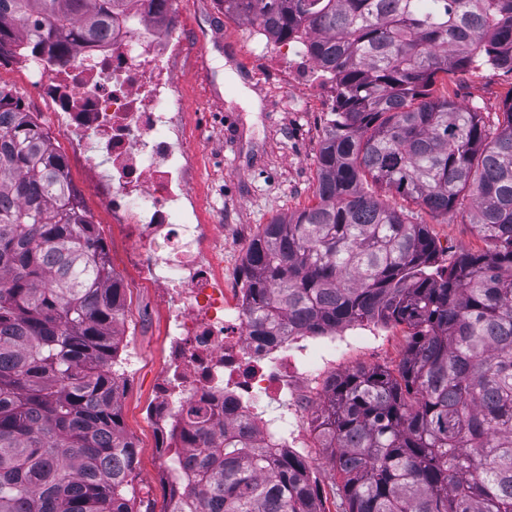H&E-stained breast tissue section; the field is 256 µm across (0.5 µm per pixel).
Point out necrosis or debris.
<instances>
[{
    "label": "necrosis or debris",
    "mask_w": 512,
    "mask_h": 512,
    "mask_svg": "<svg viewBox=\"0 0 512 512\" xmlns=\"http://www.w3.org/2000/svg\"><path fill=\"white\" fill-rule=\"evenodd\" d=\"M148 8L138 0L129 26L73 48L65 65L32 58L20 66L50 101L58 134L87 167L88 188L106 200L167 304L168 366L151 414L158 434H178L180 410L193 404L208 411L215 428L245 427L281 450L304 447L301 412L271 418L267 407L303 396L349 340L248 335L245 294L224 283V241L198 220L184 115L171 107V65L183 42Z\"/></svg>",
    "instance_id": "necrosis-or-debris-1"
}]
</instances>
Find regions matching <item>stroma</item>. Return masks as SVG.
<instances>
[{"label": "stroma", "mask_w": 512, "mask_h": 512, "mask_svg": "<svg viewBox=\"0 0 512 512\" xmlns=\"http://www.w3.org/2000/svg\"><path fill=\"white\" fill-rule=\"evenodd\" d=\"M174 23L187 49L174 62L178 75L176 97L184 108V138L195 163L192 190L201 223L212 225L224 238V280L240 284L248 246L263 225L297 215L315 203L318 155L335 89L319 80L314 94H284L295 71L279 43L257 35L253 23L227 12L224 0H173ZM0 87L20 98L24 109L47 124L50 105L33 95L24 72L8 56L0 58ZM436 94L479 106L487 121H495L506 99L512 97V76L481 67L467 72L439 74ZM258 111H249L247 96ZM73 185L97 226L113 274L123 290L124 317L120 324V354L131 353L136 363L124 374L120 409L125 434L137 446L139 498L163 507L161 485L164 453L156 429L147 416L157 390V376L167 364L166 310L162 299L133 262V244L112 222L104 199L86 189L81 164L68 165ZM388 203L412 213L426 225L447 265L460 256L492 251L493 245L473 226V209L463 204L443 217L392 194ZM375 336L354 337L333 365L313 383L318 399L303 422L314 431L320 407L327 404L331 375L358 367L395 366L407 342L406 325L376 324ZM312 479L323 495L325 512H336L331 485V454L309 439L301 451Z\"/></svg>", "instance_id": "1"}]
</instances>
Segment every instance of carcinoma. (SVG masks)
Listing matches in <instances>:
<instances>
[{"instance_id": "cac0c4a2", "label": "carcinoma", "mask_w": 512, "mask_h": 512, "mask_svg": "<svg viewBox=\"0 0 512 512\" xmlns=\"http://www.w3.org/2000/svg\"><path fill=\"white\" fill-rule=\"evenodd\" d=\"M133 0H0V49L63 57ZM296 44L336 96L317 204L263 225L245 261L250 336L410 328L395 368L333 377L317 418L337 512H512V97L496 127L440 73L512 75V0H224ZM448 215L469 194L494 244L449 266L367 184ZM123 302L64 158L0 88V512L137 504L119 412ZM162 512H321L306 461L182 411Z\"/></svg>"}]
</instances>
